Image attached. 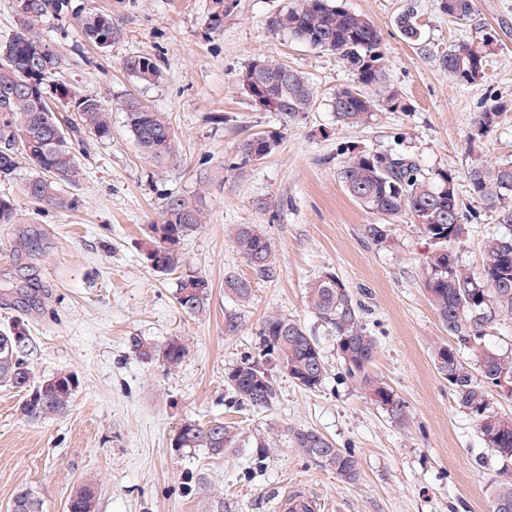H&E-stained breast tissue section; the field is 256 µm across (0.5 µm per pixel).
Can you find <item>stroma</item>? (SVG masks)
Listing matches in <instances>:
<instances>
[{"instance_id": "35a3bbf8", "label": "stroma", "mask_w": 512, "mask_h": 512, "mask_svg": "<svg viewBox=\"0 0 512 512\" xmlns=\"http://www.w3.org/2000/svg\"><path fill=\"white\" fill-rule=\"evenodd\" d=\"M84 11H106L122 32L112 47L81 40L73 20L46 19L34 27L67 60V85L112 108V135L86 137L76 150L83 175L71 193L76 208L39 207L24 192L26 170L0 180V197L14 221L0 224V328L24 321L36 339L29 357L36 377L72 373L79 380L70 411L29 421L22 394L0 387V512H11L19 488L32 489L43 512H66L72 488L96 489L95 512H206L197 490L206 477L224 498V512H277L278 494L300 490L319 512H489L492 489L512 467L491 455L468 410L438 373L433 350L447 343L422 284L431 244L410 217L396 218L389 243L367 235L377 217L346 191L339 167L350 153L408 155L428 171L455 174L457 195L476 211L457 247L460 265L479 272L484 245L502 233L478 207L466 173L479 162L512 161V0H476L472 18L441 13L437 0H342L378 29L386 84L408 103L405 112H374L369 124L337 125L330 107L353 75L336 56L276 33L275 13L295 0H232L222 32L206 24L207 0H73ZM413 8L418 41L397 24ZM486 56L482 78L453 80L438 57L459 41ZM155 57L162 79L141 83L126 57ZM275 59L301 71L316 92L303 119L284 125L256 105L235 78L256 59ZM135 97L169 117L178 157L144 155L129 133L118 101ZM506 115L488 137L470 135L487 107ZM279 134L261 161L235 168L237 146L255 133ZM211 181L203 184L200 173ZM199 199L202 226L179 247L178 271L158 274L144 259L147 226L159 220L171 194ZM238 224L261 225L279 277L253 280L248 302L224 291V275L252 272L230 242ZM207 277L206 314L190 317L176 303L179 270ZM336 274L361 307L363 327L376 342L368 370L404 401L405 420L391 419L348 376L335 333L306 298L319 275ZM282 314L301 323L325 359L320 387L298 386L276 364L270 409L231 401L225 376L258 357L262 321ZM236 318V332L226 330ZM161 344L178 336L188 354L179 368L133 356L130 337ZM221 418L243 448L211 458L171 441L181 424ZM311 428L359 463L346 481L294 447L271 449L257 461L251 447L270 423Z\"/></svg>"}]
</instances>
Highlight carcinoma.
Masks as SVG:
<instances>
[{"label":"carcinoma","instance_id":"obj_1","mask_svg":"<svg viewBox=\"0 0 512 512\" xmlns=\"http://www.w3.org/2000/svg\"><path fill=\"white\" fill-rule=\"evenodd\" d=\"M19 31L0 41V180H8L18 170L28 171L27 197L37 205L57 209L75 206L66 187L76 184L82 175L74 144L85 134L97 139L111 136L110 110L101 100L82 95L65 83L57 82L64 62L51 51L41 54L48 41L33 33L36 23L45 18H63L72 13V0H14ZM440 11L455 19L466 20L476 9L475 0H439ZM230 11L227 0H209L206 23L219 32L224 29V15ZM270 28L337 56L351 70L353 85L336 91L332 110L342 126H360L369 121L376 106L390 112H405L408 104L394 91L386 90L375 101L365 90L381 87L385 74L382 64L380 34L367 18L347 11L339 0H296L294 6L275 14ZM404 37L419 38L414 11L404 10L398 17ZM81 37L99 48H108L120 36L112 15L88 12L79 19ZM441 68L455 80L471 84L483 75L485 55L467 41H459L439 55ZM126 70L144 84H155L162 70L150 55L125 59ZM237 84L248 94L254 92L275 102L283 122L291 125L312 110L315 90L307 77L285 63L256 59L238 72ZM63 99L76 120L66 125L61 135V121L52 112L47 99ZM126 125L140 150L155 160L176 156V134L162 112H155L139 99L123 101ZM506 107L494 105L481 113L477 132L490 134ZM279 143L273 132L255 134L238 144L241 164L266 158ZM470 193L496 213L497 223L505 232L487 240L485 259L478 273L464 271L458 262L456 246L472 214L463 210L457 195H448L456 187V176L446 170L428 173L413 158L400 154L362 152L352 155L340 168L349 195L383 223L370 224L367 233L378 244L388 242L385 222L401 215L410 216L431 240L434 249L422 261L423 287L448 331L453 343L439 345L434 362L439 374L448 380L460 406L470 411L485 447L504 463L512 462V415L495 411L487 388L500 386V379L512 380V355L501 353L484 340V328L501 315L512 316V162L487 168L473 164L467 170ZM203 211L197 202L184 196L169 197L162 219L149 225L145 254H162L163 266L153 268L167 274L178 267V247L202 224ZM230 239L254 275L263 281L277 277L270 242L256 224H238ZM225 291L246 302L252 293L251 281L240 275L224 278ZM210 281L195 271L179 276L176 302L188 316L206 311ZM308 302L316 316L336 333L338 350L348 375L366 391L389 416L401 421L405 405L380 379L367 371L376 344L363 328L361 309L346 285L333 273L320 275L310 283ZM16 325L0 330V384L24 394L21 413L31 421L62 416L73 402L76 378L69 373L36 379L28 363L34 343L15 344ZM260 356L265 361L246 357L227 373L231 399L253 409L272 406L276 390L264 362L275 360L299 386L314 390L321 386L326 365L317 342L302 325L285 315L267 316L258 332ZM130 353L145 360H157L169 369L178 367L188 348L178 336L157 345L141 336L129 338ZM470 353L466 362L460 351ZM238 439L237 428L215 418L204 424H184L176 438L177 448H202L212 457H221ZM282 441H289L303 454L337 476L354 481L359 476L355 457L333 446L310 428L269 427V433L255 439L258 455ZM96 491L88 484L74 488L66 512H94ZM12 512H42V503L29 489L17 491ZM490 512H512V480L499 483L492 492Z\"/></svg>","mask_w":512,"mask_h":512}]
</instances>
